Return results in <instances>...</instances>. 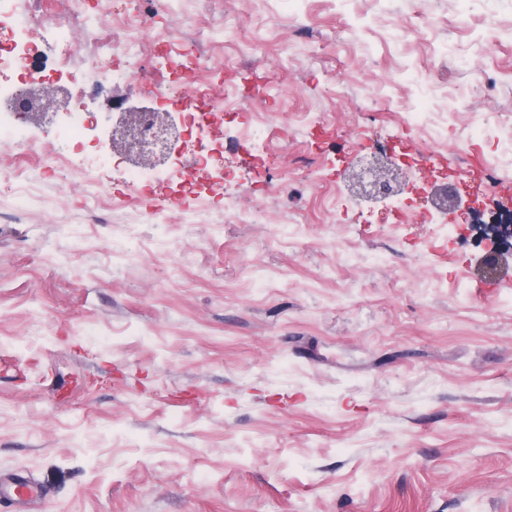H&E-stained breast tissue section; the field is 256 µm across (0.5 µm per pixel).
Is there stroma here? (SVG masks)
<instances>
[{
    "mask_svg": "<svg viewBox=\"0 0 512 512\" xmlns=\"http://www.w3.org/2000/svg\"><path fill=\"white\" fill-rule=\"evenodd\" d=\"M124 0H85L64 93L101 115L99 147L58 172L15 161L41 127L0 128V476L42 492L29 512H512V249L469 229L389 224L394 201L340 200L357 149L439 90L497 83L459 109L439 156L466 169L472 122L512 117V0H427L423 36L396 27L408 0H159L154 31L194 32L210 93L270 78L294 135L277 140L288 181H254L248 151L224 156L240 211L266 223H181L162 191L112 221L125 172L109 158L117 103L144 87L102 82L85 61ZM313 25V54L291 19ZM387 111L361 114L367 92ZM308 113L322 116L312 152ZM456 180L410 172L401 201L433 208Z\"/></svg>",
    "mask_w": 512,
    "mask_h": 512,
    "instance_id": "stroma-1",
    "label": "stroma"
}]
</instances>
